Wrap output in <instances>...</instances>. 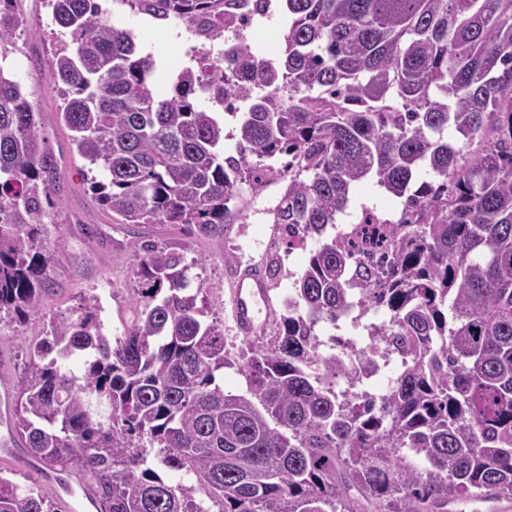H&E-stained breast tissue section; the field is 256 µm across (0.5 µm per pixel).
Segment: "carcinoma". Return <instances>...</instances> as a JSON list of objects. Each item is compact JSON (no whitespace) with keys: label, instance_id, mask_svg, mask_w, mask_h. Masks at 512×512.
<instances>
[{"label":"carcinoma","instance_id":"obj_1","mask_svg":"<svg viewBox=\"0 0 512 512\" xmlns=\"http://www.w3.org/2000/svg\"><path fill=\"white\" fill-rule=\"evenodd\" d=\"M157 20L224 37L239 0H126ZM0 0V55L21 24ZM59 124L88 162L89 190L119 224L224 232L244 182H288L275 223L317 241L275 317L270 346L241 348L247 393L224 392V325L204 320L205 279L184 251L141 244V283L121 335L84 296L29 345L15 436L43 466L88 478L100 512H454L512 499V0H283L280 54L245 41L224 63L182 70L171 94L155 62L97 0H49ZM245 104L224 123L200 86ZM39 113L0 66V313L48 306L43 240L55 167ZM288 165H269L280 156ZM403 199L382 256L333 233L357 184ZM385 308L371 349L406 367L379 399L350 353H317L318 323ZM195 478L169 484L147 464ZM425 467H420L419 462ZM0 467V512H58L49 490Z\"/></svg>","mask_w":512,"mask_h":512}]
</instances>
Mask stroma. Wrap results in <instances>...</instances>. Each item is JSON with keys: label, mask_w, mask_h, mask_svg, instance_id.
Masks as SVG:
<instances>
[{"label": "stroma", "mask_w": 512, "mask_h": 512, "mask_svg": "<svg viewBox=\"0 0 512 512\" xmlns=\"http://www.w3.org/2000/svg\"><path fill=\"white\" fill-rule=\"evenodd\" d=\"M102 2L110 6L111 20L134 34L141 54L156 61L151 88L156 94H166L179 71L190 63L185 51L192 33L187 25L174 18L159 24L117 0ZM19 12L22 24L12 39L6 65L37 107L47 151L56 165L45 230L53 243L49 272L55 293L46 308L30 313L25 322L0 320V388L16 389L28 366L25 338L38 335L50 317L67 313L82 295L99 296L104 333L120 335L139 285L134 275L138 247L146 240L186 247L188 258L199 261L208 284L203 293L208 315L223 322L229 353H237L250 341L270 343L275 332L273 314L282 310L308 257L304 250L289 251L286 234L274 222L282 184H242L229 205L223 234L215 237H197L193 227L182 224H144L131 229L114 223L89 193L88 164L57 121L62 98L48 82L55 41L47 0H19ZM275 257L280 260V273L268 284L269 302L260 315L264 329L245 336L233 318L236 278L248 269L265 270Z\"/></svg>", "instance_id": "1"}]
</instances>
